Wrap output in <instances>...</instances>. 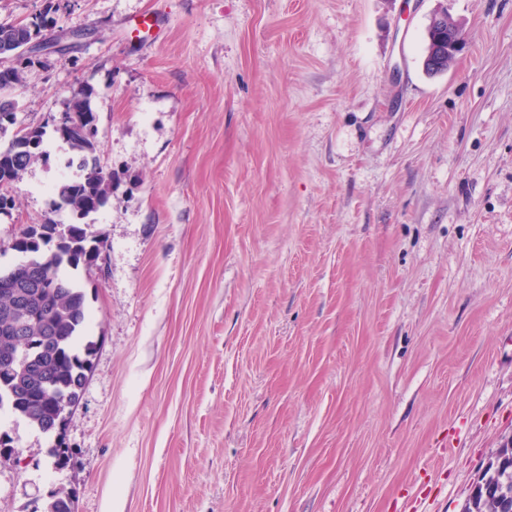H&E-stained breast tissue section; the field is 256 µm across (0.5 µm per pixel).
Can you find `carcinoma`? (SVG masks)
Returning a JSON list of instances; mask_svg holds the SVG:
<instances>
[{"label":"carcinoma","instance_id":"carcinoma-1","mask_svg":"<svg viewBox=\"0 0 512 512\" xmlns=\"http://www.w3.org/2000/svg\"><path fill=\"white\" fill-rule=\"evenodd\" d=\"M27 35L29 32L13 24L0 25V49L20 48V39ZM93 95L90 87L74 91L67 110L78 119L87 116L96 120ZM26 134L36 141L37 151L18 158L0 151V179L8 175L19 181L33 164L47 158L44 128L30 127ZM66 145L78 158L81 174L56 186L55 210L67 209L83 219L112 203V174L100 164L96 138L77 135ZM19 238L14 250L24 254L30 265L12 268V280L0 282V354L25 346L27 356L20 364L0 359V411L6 410L39 432L55 436L47 454L58 469L63 466L66 449L55 423L65 422V410L79 403L95 348V342L84 334L86 294L75 272L97 261L102 241L82 224H59L50 216L40 228L30 227ZM30 278L41 284L27 289L29 306L37 319L19 335L14 332V322L20 317L16 300L3 288ZM499 453L504 457L501 466L483 471L462 512H512V447L501 448ZM71 497L72 492L59 486L48 493L41 512H71Z\"/></svg>","mask_w":512,"mask_h":512}]
</instances>
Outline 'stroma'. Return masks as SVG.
Here are the masks:
<instances>
[{
    "mask_svg": "<svg viewBox=\"0 0 512 512\" xmlns=\"http://www.w3.org/2000/svg\"><path fill=\"white\" fill-rule=\"evenodd\" d=\"M441 2L466 45L430 74ZM41 14L16 124L93 87L114 189L70 461L0 417V512L59 485L76 512H461L512 434V0H0ZM44 148L1 271L24 225L77 221Z\"/></svg>",
    "mask_w": 512,
    "mask_h": 512,
    "instance_id": "stroma-1",
    "label": "stroma"
}]
</instances>
